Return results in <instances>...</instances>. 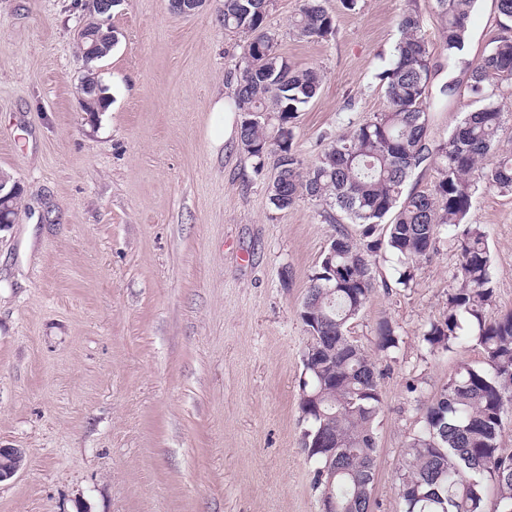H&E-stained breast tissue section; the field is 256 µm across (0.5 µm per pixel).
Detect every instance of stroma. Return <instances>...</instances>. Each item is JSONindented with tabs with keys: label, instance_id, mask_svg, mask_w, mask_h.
<instances>
[{
	"label": "stroma",
	"instance_id": "1",
	"mask_svg": "<svg viewBox=\"0 0 512 512\" xmlns=\"http://www.w3.org/2000/svg\"><path fill=\"white\" fill-rule=\"evenodd\" d=\"M301 0H275L278 53L321 72L293 146L314 164L321 137L378 112V79L407 0H359L330 39H301ZM224 0L184 15L169 0H124L120 41L95 67L112 103L83 112L86 66L75 0H0V172L23 197L0 226V448L24 451L0 482V512H319L303 449L299 317L335 230L302 199L270 201L275 170L255 172L238 140L214 145L232 100L244 38ZM496 0H478L465 58L498 32ZM468 223L493 257V320L512 311V194L476 182ZM376 258L371 301L348 334L374 354L372 512H400L403 448L426 407L464 365L474 338L430 352L429 322L448 311L458 254L443 238L412 287ZM390 322L398 345L378 351Z\"/></svg>",
	"mask_w": 512,
	"mask_h": 512
}]
</instances>
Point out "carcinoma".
Returning a JSON list of instances; mask_svg holds the SVG:
<instances>
[{
  "label": "carcinoma",
  "mask_w": 512,
  "mask_h": 512,
  "mask_svg": "<svg viewBox=\"0 0 512 512\" xmlns=\"http://www.w3.org/2000/svg\"><path fill=\"white\" fill-rule=\"evenodd\" d=\"M477 0H436L440 49L454 63L462 58L468 21ZM97 29L102 55L84 59L91 84L83 111L96 114L110 104L93 67L114 48L112 26L98 21L93 0H85ZM498 33L489 50L467 70V85L450 75L438 90L448 102L466 92L475 108L450 136L430 135L429 80L433 47L421 33L415 0L398 21L399 41L378 74L388 108L340 133L324 135L315 164L305 166L292 147L299 113L317 95L322 75L300 68L275 49L267 28V0H224V30L245 36L236 76L234 110L242 114L239 143L255 171L274 158L276 182L270 201L278 210L301 197L322 207L329 224L342 214L358 226L355 240L338 230L322 255L301 304L300 318L320 337V371L307 373L304 391L321 392L323 416L302 417L304 436L322 431L336 437V462L313 455L314 486L336 495L337 512H371L375 479L374 421L380 407L375 360L347 334L350 323L375 290L376 256L382 250L399 265L395 284L410 288L417 266L437 241L453 238L458 248V286L448 292V312L429 323L423 340L433 352L447 351L475 336L484 366H464L442 386L404 448L398 475L402 512H488L486 489L496 492L493 512H512V453L500 445L505 415L512 413V312L488 320L493 297L492 256L486 235L469 224L473 177L502 193L512 192V154L490 167L483 161L497 149L504 108L512 94V0H497ZM299 38L325 39L335 20L324 0H303L291 22ZM438 178L425 191L405 192L410 176L429 165ZM397 344L393 326L378 329L377 349Z\"/></svg>",
  "instance_id": "1"
}]
</instances>
